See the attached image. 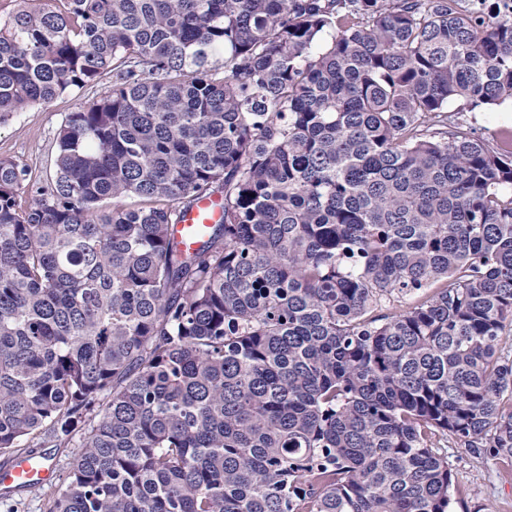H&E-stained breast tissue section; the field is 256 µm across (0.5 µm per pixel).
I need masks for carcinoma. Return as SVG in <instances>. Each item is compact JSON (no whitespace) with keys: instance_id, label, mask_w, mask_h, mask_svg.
Returning <instances> with one entry per match:
<instances>
[{"instance_id":"1","label":"carcinoma","mask_w":512,"mask_h":512,"mask_svg":"<svg viewBox=\"0 0 512 512\" xmlns=\"http://www.w3.org/2000/svg\"><path fill=\"white\" fill-rule=\"evenodd\" d=\"M12 2L0 123L112 76L52 177L0 157V455L87 426L49 512H450L441 442L512 463V127L464 118L505 0ZM221 215L220 207L209 199H202L192 205L173 228L174 237L180 248L196 249L208 228L216 224Z\"/></svg>"}]
</instances>
